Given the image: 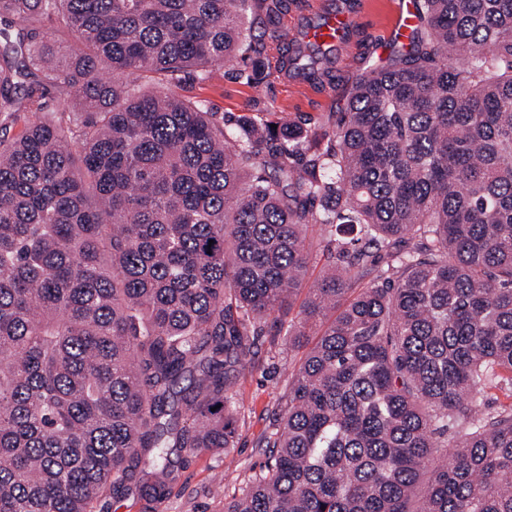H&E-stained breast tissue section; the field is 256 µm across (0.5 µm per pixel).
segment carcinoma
I'll return each instance as SVG.
<instances>
[{"label": "carcinoma", "mask_w": 512, "mask_h": 512, "mask_svg": "<svg viewBox=\"0 0 512 512\" xmlns=\"http://www.w3.org/2000/svg\"><path fill=\"white\" fill-rule=\"evenodd\" d=\"M251 2L0 0V512L156 503L229 456L262 322L308 349L224 512H512V406L481 402L512 389V0H412L332 129L174 91ZM270 39L247 82L334 83L336 45Z\"/></svg>", "instance_id": "cac0c4a2"}]
</instances>
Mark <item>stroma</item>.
I'll return each instance as SVG.
<instances>
[{
  "mask_svg": "<svg viewBox=\"0 0 512 512\" xmlns=\"http://www.w3.org/2000/svg\"><path fill=\"white\" fill-rule=\"evenodd\" d=\"M368 2L357 38L341 49L336 59L334 87L318 90L275 72L253 85L238 77L243 62L237 59L213 66L204 82L194 74H184L178 92L203 102L230 124L244 116L263 118L270 112L287 121H327L344 106L346 93L365 69L374 63H386L398 45L390 34L394 0ZM314 18L313 12L294 9L269 23L255 8L249 14L251 39L265 42L274 32L291 35L300 23ZM301 357V351L289 348L286 336L263 328L250 355L238 368L235 389L242 409L237 444L230 456L219 452L185 456L167 499L149 505L134 493L108 497L99 504L101 512H224L225 503L240 496L249 480L270 460L266 440L276 420L285 413L288 382Z\"/></svg>",
  "mask_w": 512,
  "mask_h": 512,
  "instance_id": "obj_1",
  "label": "stroma"
}]
</instances>
